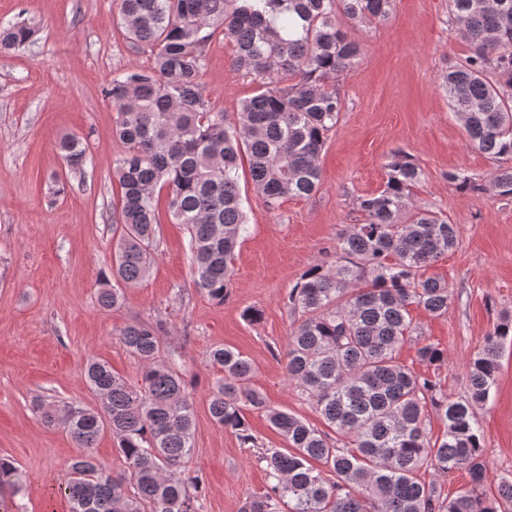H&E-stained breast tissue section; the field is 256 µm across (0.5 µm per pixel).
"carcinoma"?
<instances>
[{"label":"carcinoma","mask_w":512,"mask_h":512,"mask_svg":"<svg viewBox=\"0 0 512 512\" xmlns=\"http://www.w3.org/2000/svg\"><path fill=\"white\" fill-rule=\"evenodd\" d=\"M393 2L114 0L117 23L133 45L151 51L153 63L116 70L106 88L123 150L113 166L119 238L102 275L101 307L118 305L123 288L148 275L164 191L171 221L188 232L196 288L224 304L235 248L248 230L242 162L271 207L318 190L321 153L344 107L331 82L353 71L363 54L351 29L387 19ZM449 10L471 47L443 77L450 110L473 148L511 161L512 0H449ZM33 35L24 22L0 23V52L27 46ZM221 37L234 46L232 65L259 84L233 122L206 99L200 83L207 47ZM60 148L71 168L92 163L76 137L63 138ZM421 176L415 162L395 157L384 188L358 198L362 222L343 230L332 260L314 264L288 293V304L302 313L285 354L288 379L336 437L268 406L251 386L254 369L246 357L223 346L211 351L222 372L209 397L213 421L253 444L248 406L264 411L288 441V451L263 454L267 491L246 498L240 512H283V506L288 512H501L499 502L512 505V475L499 478L497 498L483 491L488 462L474 414L496 383L512 321L498 325L472 358L463 400H449L439 380L396 357L416 333L410 306L431 317L448 314V283L427 271L455 247L456 225L414 202ZM448 180L512 197V165L485 179L450 172ZM163 332L160 320L121 331V342L141 361V384L132 386L108 363L90 359L85 374L100 408L69 406L59 418L42 412L85 449L68 464L61 487L70 512H197L200 479L178 475L194 448L193 406L182 376L159 360ZM416 345L420 362L444 363L437 345L419 338ZM429 406L445 426L440 440L428 436ZM107 429L125 462L117 474L92 452ZM423 468L439 475L464 469L470 487L444 497L418 478ZM6 484L17 492L25 479L0 459V487Z\"/></svg>","instance_id":"carcinoma-1"}]
</instances>
